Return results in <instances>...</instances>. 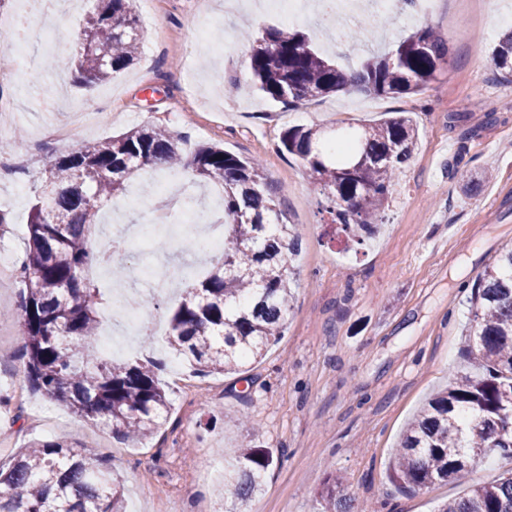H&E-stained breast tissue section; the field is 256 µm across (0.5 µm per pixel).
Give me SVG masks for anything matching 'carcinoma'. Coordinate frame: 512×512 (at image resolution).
Instances as JSON below:
<instances>
[{
  "mask_svg": "<svg viewBox=\"0 0 512 512\" xmlns=\"http://www.w3.org/2000/svg\"><path fill=\"white\" fill-rule=\"evenodd\" d=\"M73 61V82H107L138 59L141 34L133 0H93ZM448 40L422 27L380 57L343 70L298 32L267 28L252 41L251 69L262 94L285 107L340 90L385 97L424 91L437 79ZM491 61L512 85V32L493 47ZM324 130L289 128L283 149L303 159L323 189L334 223L360 244L372 237L397 171L418 148L405 112L379 123L349 126L337 148ZM181 134L154 125L133 128L45 163L51 189L31 207L19 274L18 305L28 379L48 398L98 421L125 441L153 435L168 413L167 393L150 363L94 359L103 297L87 278L108 263L89 244L104 204L124 190L144 164L190 168L224 189V253L215 270L186 292L171 318L175 352L214 373L233 372L263 356L284 332L293 292L288 255L298 236L283 221L261 165L214 145L184 159ZM492 169L460 177L462 195L475 194ZM473 314L464 353L468 368L428 400L403 435L390 478L406 491L462 479L495 452L512 458V247L504 249L471 287ZM276 464L264 448L241 445L222 498L245 502ZM324 512H351V498L331 478L321 492ZM123 487L107 463L92 461L54 440L35 442L0 463V512H122ZM440 512H512V472L467 491Z\"/></svg>",
  "mask_w": 512,
  "mask_h": 512,
  "instance_id": "1",
  "label": "carcinoma"
}]
</instances>
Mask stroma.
<instances>
[{
    "instance_id": "1",
    "label": "stroma",
    "mask_w": 512,
    "mask_h": 512,
    "mask_svg": "<svg viewBox=\"0 0 512 512\" xmlns=\"http://www.w3.org/2000/svg\"><path fill=\"white\" fill-rule=\"evenodd\" d=\"M157 14L159 27L141 29L136 65L87 90L68 86L62 102L55 79L70 71L85 13H56L47 29L32 20L29 55L48 58L49 68L36 80L24 63L0 69V150L25 161L22 175L0 177V210L12 219L0 239L12 240V258L21 260L25 243L15 228L28 221L47 157L139 125L166 126L183 135L184 154L215 144L261 163L301 241L289 265L294 298L285 333L242 373H209L185 360L169 369L170 320L189 283L173 277L157 298L136 271L196 256L183 239L129 244L95 284L108 294L117 280L134 292L149 329L136 332L128 357L158 364L172 406L153 436L127 442L31 387L16 310L23 282L1 280L0 331L11 356L0 361V393L8 398L0 404V460L39 439L72 444L110 461L127 512H321L320 492L334 475L355 512H435L459 485L407 493L391 482L389 464L406 423L464 369L468 286L512 245V88L490 62L491 46L512 26V0L486 8L455 0L450 16L411 22L394 11L366 42L342 40L340 16L257 14L245 0H158ZM246 22L256 35L267 27L301 30L344 69L429 25L447 38L448 63L419 95L339 92L287 109L255 87L252 44L240 35ZM231 80L238 89L229 95ZM76 108L101 113V122L74 128ZM387 112L411 114L419 147L391 187L380 233L356 244L333 224L306 163L285 152L280 138L295 126L334 130ZM488 164L493 176L482 192L462 198L456 169ZM244 441L281 462L241 505L217 489Z\"/></svg>"
}]
</instances>
